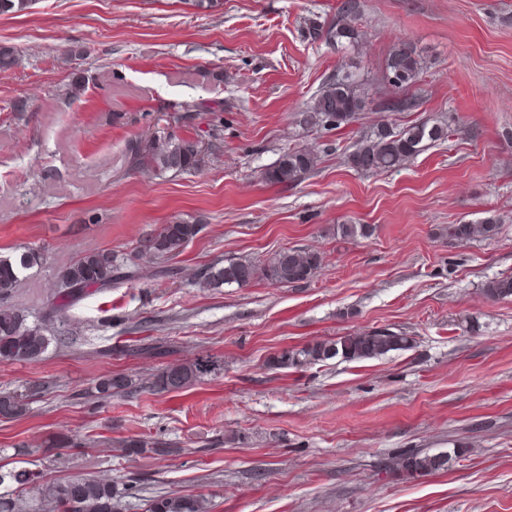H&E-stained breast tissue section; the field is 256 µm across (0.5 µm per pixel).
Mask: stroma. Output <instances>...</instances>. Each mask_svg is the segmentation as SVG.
<instances>
[{
    "label": "stroma",
    "instance_id": "stroma-1",
    "mask_svg": "<svg viewBox=\"0 0 512 512\" xmlns=\"http://www.w3.org/2000/svg\"><path fill=\"white\" fill-rule=\"evenodd\" d=\"M343 0H36L0 16V254L34 248L11 300L30 320L60 287L58 271L109 248L134 255L163 224H202L175 257L177 281L142 264L132 284L87 296L67 316L75 344L37 361H0V391L44 382L28 413L0 421V464H37L47 479L92 473L136 479L128 512L152 493L204 495L214 512H512V300L482 288L512 274V0H358L357 49L305 38L334 25ZM423 62L411 112H387L382 82L396 41ZM356 70L374 107L333 131L300 125L322 84ZM220 100L184 126L174 105ZM448 124L452 136L404 167L364 175L344 162L359 133L381 123ZM214 134L204 166L157 178L129 164L142 134ZM320 157L296 184L258 173L290 147ZM492 239L457 242L449 225L486 211ZM340 224L372 236L342 239ZM283 248L323 258L299 287L263 281L203 288L208 265L262 261ZM389 328L411 349L275 369L282 350ZM161 356L135 354L144 343ZM216 368L182 393L152 389L168 364ZM108 374L135 393L99 400ZM82 447L51 461L48 440ZM173 452L125 456L119 440ZM407 448L448 456L445 469H380Z\"/></svg>",
    "mask_w": 512,
    "mask_h": 512
}]
</instances>
